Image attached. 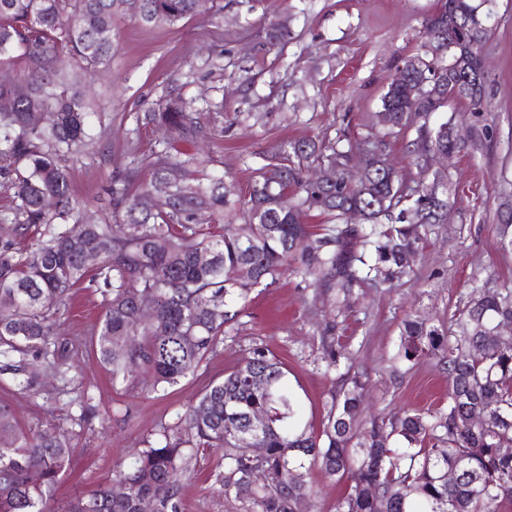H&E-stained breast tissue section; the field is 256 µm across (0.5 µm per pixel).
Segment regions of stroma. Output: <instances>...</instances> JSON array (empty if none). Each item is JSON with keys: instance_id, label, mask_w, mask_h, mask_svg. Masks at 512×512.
<instances>
[{"instance_id": "35a3bbf8", "label": "stroma", "mask_w": 512, "mask_h": 512, "mask_svg": "<svg viewBox=\"0 0 512 512\" xmlns=\"http://www.w3.org/2000/svg\"><path fill=\"white\" fill-rule=\"evenodd\" d=\"M437 0H214L209 12L174 27H149L127 17L113 22L115 52L108 69L88 78L101 101L91 117L101 139L68 159L73 197L83 222H114L111 191L116 176L133 172L135 194L151 177L145 160L159 142L172 140L163 126L137 117L177 91L195 108L215 113L207 130V168L188 174L220 175L232 199L244 198L266 155L301 141L354 151L384 139L385 154L407 185L448 187V221L421 241L410 271L394 285L355 286L339 303L325 286L282 276L257 288L221 345L193 375L156 393L127 389L96 360L91 335L103 314L93 288H77L56 332L67 343V376L48 374L41 387L18 390L0 373V404L26 431L52 427L67 435L74 467L51 490L47 504L59 512L70 498L112 479L146 438L223 379L254 345L281 362L294 413L287 426L320 433L331 399L347 372L368 380L364 419L448 406V376L434 356L405 360L403 323L417 319L448 332L472 296L473 285L512 286V246L499 234L501 204L512 201V0H491L485 95L491 108L476 115L454 99L432 113L429 127L459 125L464 146L448 160L421 171L412 161L414 128L379 123L381 97L406 59L426 54L425 21ZM285 26L280 41L271 25ZM336 341V367L323 358L322 339ZM184 512H243L224 497L208 453L189 464ZM304 478L317 493L303 512H333L347 482L316 466Z\"/></svg>"}]
</instances>
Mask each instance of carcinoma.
Listing matches in <instances>:
<instances>
[{"instance_id": "cac0c4a2", "label": "carcinoma", "mask_w": 512, "mask_h": 512, "mask_svg": "<svg viewBox=\"0 0 512 512\" xmlns=\"http://www.w3.org/2000/svg\"><path fill=\"white\" fill-rule=\"evenodd\" d=\"M210 0H0V64L19 52L27 61L22 84L0 83V176L8 178L14 206L0 218L27 231L43 229L26 249L0 245V369L19 376V385L35 386L28 368L40 364L62 376L70 370L65 344L55 336L57 315L66 311L71 292L87 281L105 297L92 339L98 362L112 380L136 387L147 380L155 392L178 384L224 343L227 329L259 286L269 287L292 273L325 280L351 294L360 278L343 256L347 240L361 238L367 252L352 260L384 283L406 272L430 224L446 221V189L433 183L410 188L383 154L364 148L363 177L313 182L305 168L345 166L347 154L314 142L292 145L298 163L274 153L265 158L261 179L249 197L229 204L224 179L187 180L182 170L207 162L167 142L152 152L151 177L129 199L112 188V205L124 211L122 224H80L63 162L96 143L89 125L93 102L81 89L82 75L109 64L115 49L112 20L129 16L144 25L176 26L208 11ZM458 20L455 37L441 34L438 22L448 13ZM427 35L437 53L408 59L399 72L423 83L410 106L389 84L381 107L394 112V127H405L465 98L476 109L485 94L468 95L454 72L437 88L433 79L458 53L456 45L482 49L488 28L471 0H438L427 19ZM53 112L51 124L40 121ZM205 113L189 112L170 95L143 114L145 123L179 129L178 142L194 146L204 136ZM421 149L414 163L424 169L436 149L458 148L448 123L416 128ZM55 200L47 210L43 202ZM364 212L365 227L331 224L314 247L307 245L306 216L316 210L336 218L353 208ZM393 221L384 226L382 219ZM137 233L130 232L131 226ZM212 254L202 265L200 252ZM156 315L143 318L139 306ZM512 322V288L488 289L470 300L447 336L418 320L404 322V358L435 355L448 370V411H409L360 420L365 382L353 375L332 397L320 434L295 433L283 426L292 404L283 387L281 364L263 345L224 379L211 384L160 437L145 439L113 484L75 497L64 512H139L150 498L157 512H184L183 489L189 457L183 445L216 453L224 496L238 500L244 512H299L311 495L300 470L315 465L330 478L352 484L335 512H499L512 501V336L497 326ZM266 420L252 428L250 415ZM403 443L389 446L391 437ZM66 437L49 427L21 431L10 409L0 405V512H50L45 492L71 470ZM454 469L457 480L445 473Z\"/></svg>"}]
</instances>
